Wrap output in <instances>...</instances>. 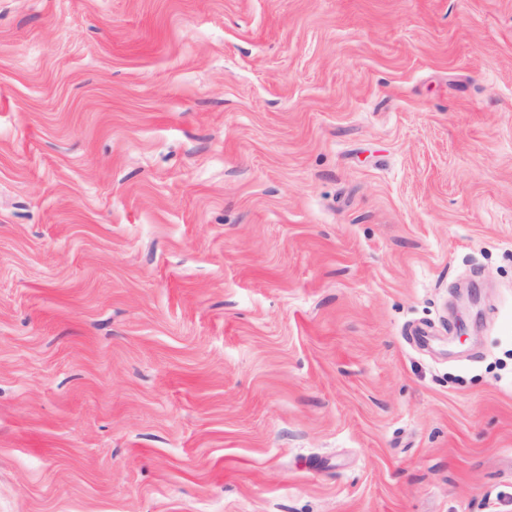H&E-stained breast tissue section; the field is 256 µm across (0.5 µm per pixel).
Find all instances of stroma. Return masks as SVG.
I'll return each instance as SVG.
<instances>
[{"instance_id": "obj_1", "label": "stroma", "mask_w": 512, "mask_h": 512, "mask_svg": "<svg viewBox=\"0 0 512 512\" xmlns=\"http://www.w3.org/2000/svg\"><path fill=\"white\" fill-rule=\"evenodd\" d=\"M0 512H512V0H0Z\"/></svg>"}]
</instances>
